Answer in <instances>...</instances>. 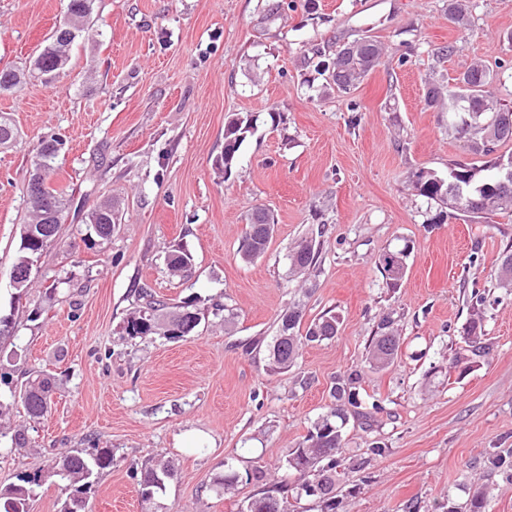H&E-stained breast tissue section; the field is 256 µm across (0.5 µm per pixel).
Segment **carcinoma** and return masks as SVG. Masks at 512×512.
<instances>
[{
  "mask_svg": "<svg viewBox=\"0 0 512 512\" xmlns=\"http://www.w3.org/2000/svg\"><path fill=\"white\" fill-rule=\"evenodd\" d=\"M93 4L94 0H67V22L53 31L34 61V69L41 76L48 78L67 66L71 46L91 23ZM448 17L461 27L467 26L469 18L466 0H448ZM381 54L382 49L375 40L367 36L359 37L340 46L333 59L324 51L317 50V67L321 73L329 76L339 95L347 96L379 64ZM22 78L24 74L15 70H0V92L15 88ZM493 80L494 74L488 68L475 65L459 74L455 86L447 93L448 113H454L459 104L475 111V118L471 119V123H458L455 128L460 137L471 142L473 153L481 157L493 154L499 144L512 141V107L496 104L491 100L489 86ZM253 129V118L249 115L238 114L228 121L224 128V159L221 161L224 173L231 172L242 143ZM17 136L15 124L9 118L0 116V147L11 144ZM62 146L63 141L60 138L51 136L42 139L36 148L33 165L34 170L44 171L43 188L39 196H27L28 221L22 225L19 254L14 264L16 268L27 267L59 238L64 213L71 205V196L52 187L49 177L53 172V160ZM457 172L468 174L475 185L484 184L492 177L494 160L484 161L480 165L473 162L456 163L448 168V177L445 179L423 171L409 176L416 195L448 209L446 213L441 211L429 218L430 223L435 224L452 217L459 211L467 212V208L455 205L448 190V185L455 181ZM115 220V211L110 203L100 205L86 216L88 224H113ZM41 224L52 225L53 233L38 245L29 237V233ZM255 224L264 225L263 233L257 238L243 239L239 253L246 262L264 252L272 236L274 219L268 212L258 210L250 219V225ZM408 256L409 249L406 247L397 251L387 250L379 256L377 267L387 287L398 286L401 277L395 274V269L398 266L405 267ZM288 259L292 271H307L317 264L319 244L313 237L304 239L293 247ZM138 297L145 301V307L130 313L126 326L128 335L142 337L161 333L175 339L196 328V325L188 322L189 304L179 306L177 311H169L146 288L138 291ZM474 299L464 340L472 348V352L477 353L485 349L481 324V307L485 298L476 293ZM302 318V312L294 308L282 315L279 334L274 338L269 352L272 370L284 371L294 365L303 344L331 339L338 333V317L330 312L313 320L303 335L300 334ZM368 348L372 366L378 370L398 358L400 335L390 318L384 317L379 322ZM360 379L361 373L352 370L344 378L337 380L333 387L334 406L313 422L305 444L289 450L288 453L289 467L299 473L301 478L299 490L307 497L318 499L321 512H336V474L337 468L343 465L341 448L342 429L347 418L345 407L358 405L356 390ZM50 392L51 381L44 374L31 373L27 376L21 384L19 395L29 417L40 418L47 412ZM113 461L110 448H98L89 457L79 450H70L55 460L52 475L64 482L69 490L64 512H85L88 494L93 487V475L111 467ZM173 473L174 469L169 464L142 467V497L146 500L152 498L157 491L164 488L165 479L172 477ZM41 480L40 468L18 475L17 483L0 491L3 512H29V501ZM247 480L255 483L258 490L248 502L246 512H287L286 501L281 497V486L268 483L260 471L247 474ZM486 507V493L478 487L461 504L448 500L446 512H486Z\"/></svg>",
  "mask_w": 512,
  "mask_h": 512,
  "instance_id": "cac0c4a2",
  "label": "carcinoma"
}]
</instances>
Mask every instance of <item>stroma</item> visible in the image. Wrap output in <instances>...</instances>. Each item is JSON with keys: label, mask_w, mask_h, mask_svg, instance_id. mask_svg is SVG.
Listing matches in <instances>:
<instances>
[{"label": "stroma", "mask_w": 512, "mask_h": 512, "mask_svg": "<svg viewBox=\"0 0 512 512\" xmlns=\"http://www.w3.org/2000/svg\"><path fill=\"white\" fill-rule=\"evenodd\" d=\"M468 6L462 29L448 0H95L92 31L64 70L0 92V113L21 133L0 152V313L17 325L0 337L10 389L0 425L27 438L22 448L0 444V488L50 469L61 451L108 448L115 463L96 475L86 512H244L257 491L246 473L260 468L296 487L288 452L356 367L362 412L343 430L351 468L336 484L338 512H434L478 486L488 512H512V478L484 465L512 451V292L499 285L512 215L434 224L438 205L409 182L475 160L447 108L426 106L430 83L453 86L482 62L498 70L494 95L512 105V0ZM65 10L66 0H0V70L31 68ZM361 35L382 58L351 97L337 96L313 52ZM448 44L453 54L433 56ZM238 113L256 127L227 174L216 162ZM51 135L64 142L51 181L73 201L20 296L11 274L31 160ZM106 199L120 222L103 240L85 217ZM257 207L277 224L264 253L246 262L239 249ZM320 226L316 266L292 272L289 250ZM403 247L405 274L387 288L376 261ZM175 249L192 256L187 278L167 269ZM141 288L191 303L199 326L179 339L128 336ZM475 291L486 298L480 357L463 339ZM294 305L306 325L338 314L339 331L274 373L266 344ZM386 316L401 351L377 370L368 344ZM256 339L261 347L251 348ZM456 357L468 370L453 366ZM35 370L53 387L47 413L33 420L15 392ZM377 438L385 457L367 453ZM160 462L175 472L143 501L140 468ZM229 466L240 480L216 492Z\"/></svg>", "instance_id": "obj_1"}]
</instances>
